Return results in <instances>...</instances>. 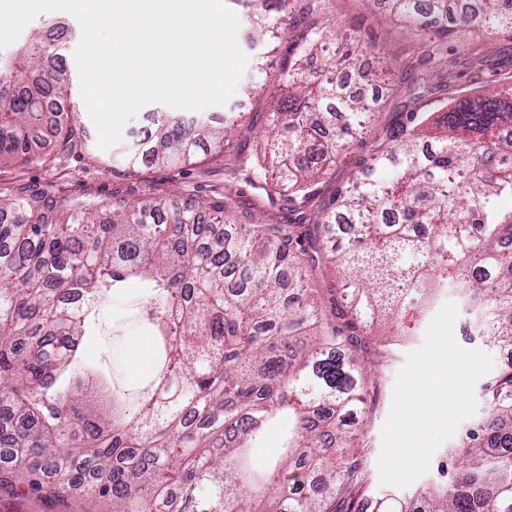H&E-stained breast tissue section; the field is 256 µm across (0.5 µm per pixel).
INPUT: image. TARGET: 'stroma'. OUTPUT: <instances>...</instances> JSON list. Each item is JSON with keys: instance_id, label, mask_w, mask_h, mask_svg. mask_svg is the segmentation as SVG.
<instances>
[{"instance_id": "stroma-1", "label": "stroma", "mask_w": 512, "mask_h": 512, "mask_svg": "<svg viewBox=\"0 0 512 512\" xmlns=\"http://www.w3.org/2000/svg\"><path fill=\"white\" fill-rule=\"evenodd\" d=\"M291 33L309 22L330 24L337 35L354 34L367 47V67L376 70L379 61L402 70L403 78L389 83L354 81L349 92L372 96L382 93L375 122L363 143L354 145L347 157L312 183L307 197H288L287 193H268L261 189L249 164L263 147V138L271 129L270 112L273 85L267 84L260 69L263 56H270L274 70L288 66L289 37L277 41L273 50L251 45L249 25L239 23L237 42L248 57L245 71L235 93L225 106L212 107L215 115L240 113L229 149L198 151L191 163L178 166L151 164L129 167L125 153L141 131L148 126L150 113L159 104L144 106L129 120L120 142L109 148L99 145L98 132L80 92V80L74 51L82 31L77 19L65 11H51L36 16L33 26L45 31L62 28L66 42L63 64L70 77L73 123L83 128L88 138L73 150L61 151L56 144L47 147L49 159L41 165L0 164V192L9 193L17 186L38 182L50 184L56 193L75 199L117 197L138 203L150 198L178 196L186 203H231L238 222L260 218L270 224H308L327 204L336 189L349 185L363 164L380 149L389 131L404 121L409 112H435L466 97L487 95L512 89V31L486 30L463 37L448 36L428 41L413 23L397 17L387 0H311L307 15L293 12L283 17ZM418 84L417 97L407 88ZM144 297L139 280H132L122 292L107 299L99 311L94 335L85 337L84 352L97 361L104 372L118 370L130 390L141 385L139 376L129 373L127 356L132 340L145 333L139 320ZM416 336L394 348L392 359L381 371L378 392L380 409L363 421L364 439L369 446L367 467L369 492L379 495L386 490L379 480L378 458L382 449V431L389 416L393 387L409 352L419 348L426 324H419ZM0 512H106L103 502L81 495L63 500L20 494L10 487H0Z\"/></svg>"}]
</instances>
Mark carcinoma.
<instances>
[{"label": "carcinoma", "instance_id": "cac0c4a2", "mask_svg": "<svg viewBox=\"0 0 512 512\" xmlns=\"http://www.w3.org/2000/svg\"><path fill=\"white\" fill-rule=\"evenodd\" d=\"M392 3L425 33L512 30V0ZM252 25L254 44L286 35L261 15ZM328 40L315 26L294 44L254 165L265 190L305 191L375 115L344 91L348 73L370 79L362 58L326 54ZM59 56L40 30L0 54V161L44 163L46 130L63 151L83 142L59 107ZM240 116L152 112L127 164L188 161L227 144ZM511 128L509 91L411 112L312 224H235L227 202L174 197L77 201L36 185L0 196V481L60 498L78 490L110 512H512V364L485 383L487 416L451 450L448 480L409 499L366 498L350 422L366 416L371 365L392 350L371 336L377 321L412 336L454 288L478 313L475 332L512 346ZM325 264L340 287L321 295L307 279ZM133 278L155 353L136 391L107 383L79 348ZM282 414L288 436L257 458Z\"/></svg>", "mask_w": 512, "mask_h": 512}]
</instances>
